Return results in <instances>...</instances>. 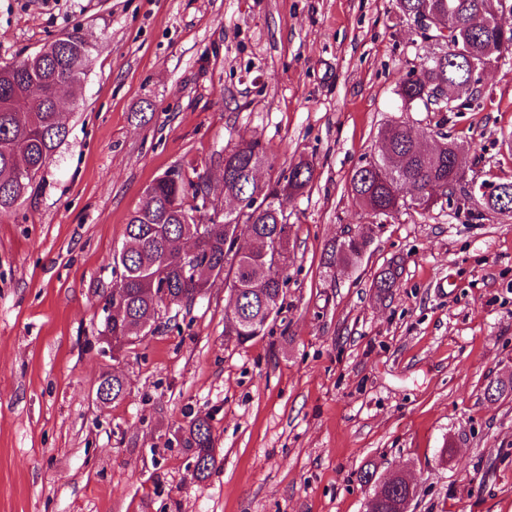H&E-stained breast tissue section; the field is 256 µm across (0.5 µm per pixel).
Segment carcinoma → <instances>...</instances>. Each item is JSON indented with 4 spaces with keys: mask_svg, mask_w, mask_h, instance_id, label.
Returning <instances> with one entry per match:
<instances>
[{
    "mask_svg": "<svg viewBox=\"0 0 512 512\" xmlns=\"http://www.w3.org/2000/svg\"><path fill=\"white\" fill-rule=\"evenodd\" d=\"M488 0H396L399 17L422 14L438 25L432 35L450 32L437 54L408 70L397 85L402 105L424 112H455L477 92V73L489 63L512 54V28L498 24L485 11ZM91 46L79 30L68 32L23 60L0 66V215L10 212L34 190L38 174L69 135L64 110L54 90L64 84L78 90L86 76ZM381 149L351 176L352 197L375 217L390 216L410 203L424 210L438 199L454 197L448 176L462 165L460 151L448 135L422 141L405 122H392L379 131ZM267 150L258 140H243L224 151V194L251 203L246 212L212 213L207 221L196 216L206 207L209 189L203 177L194 182L174 170L145 189L147 197L129 216L128 247L119 278L112 289L124 294L125 312L106 329L112 332V352L144 336L167 305L192 306L205 296L214 280L224 278L236 292L238 312L228 317L224 332L240 342L265 334L266 320L284 304V272L288 263L290 224L285 206L303 194L314 179V166L301 160L275 181L261 170ZM408 183L417 198L394 192ZM201 200L186 209L185 197ZM485 210H512V196L490 194L480 202ZM369 240L353 234L325 250L322 274L334 278L336 267L357 263ZM400 266L382 269L373 287L381 296L392 294ZM184 447L193 451L194 475L207 477L216 468L209 418L194 416L179 427ZM407 496L397 480L386 489L378 512H395Z\"/></svg>",
    "mask_w": 512,
    "mask_h": 512,
    "instance_id": "1",
    "label": "carcinoma"
}]
</instances>
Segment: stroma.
<instances>
[{
	"label": "stroma",
	"instance_id": "1",
	"mask_svg": "<svg viewBox=\"0 0 512 512\" xmlns=\"http://www.w3.org/2000/svg\"><path fill=\"white\" fill-rule=\"evenodd\" d=\"M76 28L92 56L69 136L0 216V512H367L393 472L410 512H512V391L485 393L512 382V214L441 199L375 218L350 196L394 121L455 139L466 182L512 181V56L467 109L406 112L396 83L434 46L395 0H0V65ZM244 139L273 174L315 168L287 207L281 312L238 343L219 279L111 353L103 297L145 187L177 169L223 199ZM350 232L366 252L324 279ZM107 371L127 390L103 404ZM197 414L203 479L177 433ZM182 444L193 451L194 475L207 477L216 468L214 439L207 416H194L185 426L179 427Z\"/></svg>",
	"mask_w": 512,
	"mask_h": 512
}]
</instances>
